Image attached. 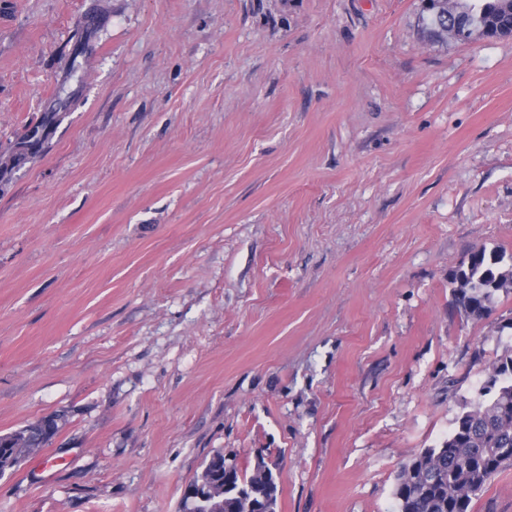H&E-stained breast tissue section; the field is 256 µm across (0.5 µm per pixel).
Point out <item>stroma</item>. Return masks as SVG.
Listing matches in <instances>:
<instances>
[{
  "label": "stroma",
  "instance_id": "35a3bbf8",
  "mask_svg": "<svg viewBox=\"0 0 512 512\" xmlns=\"http://www.w3.org/2000/svg\"><path fill=\"white\" fill-rule=\"evenodd\" d=\"M428 29L422 0H0V434L60 418L0 512H184L218 452L274 464L277 512H392L512 350V290L476 320L451 282L512 253V37ZM471 512H512V467Z\"/></svg>",
  "mask_w": 512,
  "mask_h": 512
}]
</instances>
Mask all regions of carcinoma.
Here are the masks:
<instances>
[{
	"label": "carcinoma",
	"instance_id": "1",
	"mask_svg": "<svg viewBox=\"0 0 512 512\" xmlns=\"http://www.w3.org/2000/svg\"><path fill=\"white\" fill-rule=\"evenodd\" d=\"M431 33L445 39L512 35V0H428ZM53 116L45 115L27 133L30 147L41 142ZM458 302L481 319L496 292L512 288V255L492 249L471 253L452 273ZM58 431V417L42 426L27 424L0 435V464L17 470L30 449L46 445ZM512 466V352L495 359L476 399L459 414L440 444L414 453L395 477L394 512H470L478 496L502 469ZM204 499H185L189 512H276L278 484L259 459L252 472L224 462L218 452L191 483Z\"/></svg>",
	"mask_w": 512,
	"mask_h": 512
}]
</instances>
